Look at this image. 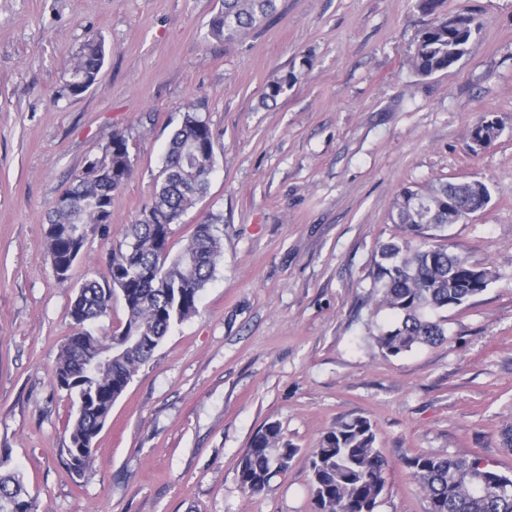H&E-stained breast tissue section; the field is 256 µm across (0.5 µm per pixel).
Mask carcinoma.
<instances>
[{
    "instance_id": "obj_1",
    "label": "carcinoma",
    "mask_w": 512,
    "mask_h": 512,
    "mask_svg": "<svg viewBox=\"0 0 512 512\" xmlns=\"http://www.w3.org/2000/svg\"><path fill=\"white\" fill-rule=\"evenodd\" d=\"M277 11V0H222L209 22V34L226 43L237 42ZM465 33L448 29V16L438 15L421 34L413 66L423 75L448 69L466 53L480 22L466 10L458 13ZM102 42L91 39L70 69L69 90L84 93L103 66ZM214 167V134L194 113L183 116L170 139L155 192L130 225L125 248L112 252L110 278L85 280L71 302L69 315L79 331L60 347L54 378L75 409L67 465L82 474L93 461V441L112 406L138 368L153 355L171 326L197 312L200 292L222 255L220 228L210 219L195 225L187 243L171 254L172 225L206 193ZM133 168L127 141H109L101 154L88 160L48 216L47 250L54 274L70 273L84 241L64 235L68 229L106 227L111 223L115 180ZM490 201L486 183L480 188L444 182L425 190L405 188L397 202L396 224L402 235L384 244L374 261L373 284L378 309L396 318L376 336L382 352L398 356L419 345L445 338L438 313L459 308L481 295L498 277L490 267L472 265L454 247L437 242L448 224V206L457 221L483 209ZM120 298L125 320L110 334L95 336L85 326L112 311ZM145 341L121 349L115 341L131 332ZM122 352L112 370L102 374L93 365L100 356ZM373 424L365 417L336 423L309 460L312 512H375L386 487V461L375 446ZM296 449L282 442L277 423L257 432L239 462L241 487L261 492L271 475L288 467ZM428 501V512H512V477L478 458L416 452L405 459ZM0 512H34L33 498L22 482L0 475Z\"/></svg>"
}]
</instances>
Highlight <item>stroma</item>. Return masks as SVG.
<instances>
[{
    "label": "stroma",
    "mask_w": 512,
    "mask_h": 512,
    "mask_svg": "<svg viewBox=\"0 0 512 512\" xmlns=\"http://www.w3.org/2000/svg\"><path fill=\"white\" fill-rule=\"evenodd\" d=\"M219 0H0V470L36 512H311L308 462L337 421L370 419L388 462L376 512H427L405 465L414 452L478 457L512 474V0H441L482 26L467 54L412 66L433 19L418 0H278L227 44ZM90 39L105 60L83 94L69 63ZM289 78L263 102L267 85ZM214 133L206 194L173 225L180 250L219 217L223 257L198 314L174 324L116 400L83 474L63 460L71 402L53 383L69 305L104 279L150 200L184 112ZM493 145L469 148L479 116ZM123 135L133 173L108 231H89L56 280L48 214L89 158ZM479 179L491 199L444 231L499 276L443 311L444 342L396 357L376 335L373 260L398 234L403 188ZM278 423L297 453L262 492L239 462Z\"/></svg>",
    "instance_id": "obj_1"
}]
</instances>
